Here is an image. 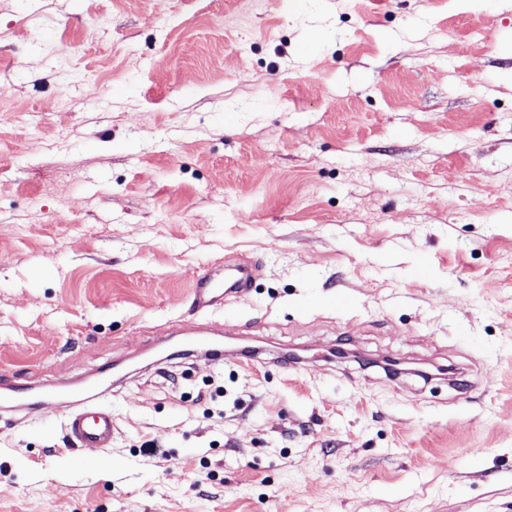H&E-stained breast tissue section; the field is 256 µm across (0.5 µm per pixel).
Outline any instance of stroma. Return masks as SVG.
Instances as JSON below:
<instances>
[{
  "mask_svg": "<svg viewBox=\"0 0 512 512\" xmlns=\"http://www.w3.org/2000/svg\"><path fill=\"white\" fill-rule=\"evenodd\" d=\"M1 84L0 374L115 427L0 512H512V0H0ZM230 271L236 274L228 280L225 279L222 288L208 274L197 278L191 294V305L196 311L205 313L224 307V303L231 300L244 297L253 288L259 269L255 265L246 264L234 266Z\"/></svg>",
  "mask_w": 512,
  "mask_h": 512,
  "instance_id": "stroma-1",
  "label": "stroma"
}]
</instances>
